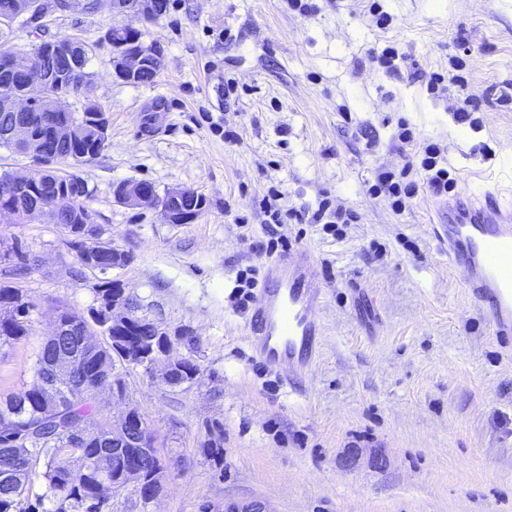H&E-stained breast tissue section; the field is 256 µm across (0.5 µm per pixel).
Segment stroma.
Here are the masks:
<instances>
[{"label": "stroma", "mask_w": 512, "mask_h": 512, "mask_svg": "<svg viewBox=\"0 0 512 512\" xmlns=\"http://www.w3.org/2000/svg\"><path fill=\"white\" fill-rule=\"evenodd\" d=\"M312 2L316 12L302 16L288 0H169L141 25L163 68L140 85L114 75L107 38L130 16L52 6L12 28L28 49L63 36L92 45L89 89L65 105L97 103L108 145L65 169L87 182L105 238L132 257L111 276L136 314L198 340L196 352L174 350L200 364L192 385L128 369L129 397L173 467L148 507L126 489L112 512H224L252 499L270 512H512V347L449 266L432 226L435 195L420 190L397 215L367 192L378 166L406 163L393 137L404 121L444 146L459 192L512 198V101L493 93L512 84V0H383L385 30L363 0ZM461 36L480 127L455 121L459 96L370 67L369 50L390 44L419 69L446 71ZM228 127L235 141H225ZM138 181L192 190L207 209L168 224L113 201V185ZM272 188L287 207L326 199L358 216L337 236L318 224L283 228L322 268L325 293L319 356L290 385L258 366L250 311L232 298L239 271L273 259L259 248ZM0 238L27 257L21 277L0 265V283L34 304L29 334L0 349L3 400L31 384L55 307L87 313L99 275L49 218L0 222ZM210 435L223 442L218 465L200 447Z\"/></svg>", "instance_id": "stroma-1"}]
</instances>
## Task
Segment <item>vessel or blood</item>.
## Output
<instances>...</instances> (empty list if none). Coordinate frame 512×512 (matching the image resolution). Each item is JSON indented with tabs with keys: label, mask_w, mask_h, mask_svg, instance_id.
Masks as SVG:
<instances>
[{
	"label": "vessel or blood",
	"mask_w": 512,
	"mask_h": 512,
	"mask_svg": "<svg viewBox=\"0 0 512 512\" xmlns=\"http://www.w3.org/2000/svg\"><path fill=\"white\" fill-rule=\"evenodd\" d=\"M433 227L448 243V263L465 291L484 310L496 339L512 343V200L498 191L438 201ZM253 300L247 340L256 361L270 371L307 370L319 353L324 327L321 272L307 250L281 256Z\"/></svg>",
	"instance_id": "vessel-or-blood-1"
}]
</instances>
